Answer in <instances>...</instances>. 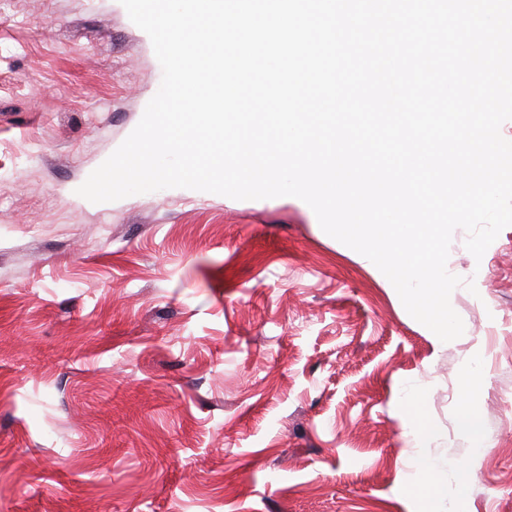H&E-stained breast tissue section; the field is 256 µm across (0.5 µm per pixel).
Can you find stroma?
<instances>
[{
  "mask_svg": "<svg viewBox=\"0 0 512 512\" xmlns=\"http://www.w3.org/2000/svg\"><path fill=\"white\" fill-rule=\"evenodd\" d=\"M161 80L120 0H0V512H431L421 453L472 469L450 512H512V226L454 232L441 344L298 198L77 195ZM481 384L480 374L476 370H471L469 368L466 369V372L461 378L460 382V424L467 431L475 435L476 437H480V429L479 422L477 418L472 414L469 408V402L471 398L475 395Z\"/></svg>",
  "mask_w": 512,
  "mask_h": 512,
  "instance_id": "1",
  "label": "stroma"
}]
</instances>
